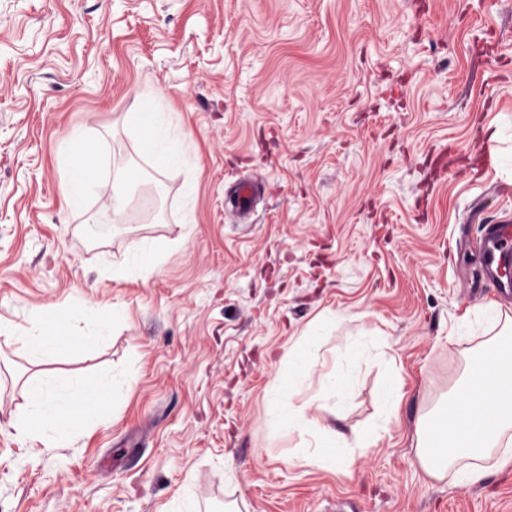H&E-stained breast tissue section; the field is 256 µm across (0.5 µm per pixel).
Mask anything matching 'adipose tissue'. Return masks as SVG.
Listing matches in <instances>:
<instances>
[{"instance_id": "adipose-tissue-1", "label": "adipose tissue", "mask_w": 512, "mask_h": 512, "mask_svg": "<svg viewBox=\"0 0 512 512\" xmlns=\"http://www.w3.org/2000/svg\"><path fill=\"white\" fill-rule=\"evenodd\" d=\"M129 122L157 169L180 161L186 144L169 136L168 126L161 113L154 111L150 98L136 97ZM55 319L51 313L46 323L16 328V339L29 358L41 361L58 350L84 345V337L49 329V322ZM488 332L455 395L416 419L415 462L431 479L478 485L491 471L512 467V314H497ZM314 346L313 336L307 335L289 347L292 382L281 386L279 406L268 423L316 433L317 448L304 461L332 470L340 450L349 445L346 433L307 416L292 402L293 382L308 372ZM111 393L112 385L105 380L61 388L40 381L29 383L26 398L30 410L20 431L26 435L77 429L102 409Z\"/></svg>"}]
</instances>
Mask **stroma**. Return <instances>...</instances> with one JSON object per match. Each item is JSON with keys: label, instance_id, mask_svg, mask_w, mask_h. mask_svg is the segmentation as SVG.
<instances>
[{"label": "stroma", "instance_id": "1", "mask_svg": "<svg viewBox=\"0 0 512 512\" xmlns=\"http://www.w3.org/2000/svg\"><path fill=\"white\" fill-rule=\"evenodd\" d=\"M139 94L188 169H154ZM81 138L97 177L141 175L121 219L97 189L65 197ZM244 178L247 215L226 204ZM508 216L512 0H0V512H173L184 485L200 512H512V469L471 486L413 463L420 403L461 377L491 304L512 310L478 271ZM151 242L148 271L113 273ZM50 310L92 344L34 364L13 330ZM305 334L295 404L379 432L332 471L289 461L314 433L266 424ZM44 374L114 390L79 430L21 435ZM403 394L399 379L389 374L383 381L378 392V400L389 414H395L401 403Z\"/></svg>", "mask_w": 512, "mask_h": 512}]
</instances>
